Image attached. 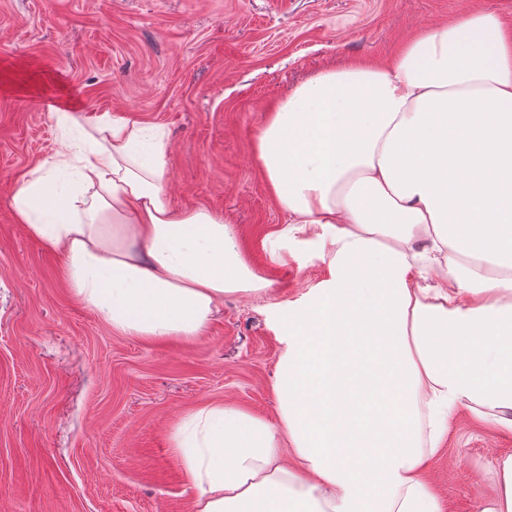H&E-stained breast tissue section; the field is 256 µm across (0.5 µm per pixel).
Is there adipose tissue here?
<instances>
[{
  "label": "adipose tissue",
  "mask_w": 512,
  "mask_h": 512,
  "mask_svg": "<svg viewBox=\"0 0 512 512\" xmlns=\"http://www.w3.org/2000/svg\"><path fill=\"white\" fill-rule=\"evenodd\" d=\"M59 123L14 212L113 330L190 339L225 296L268 289L222 216L171 206L156 129ZM256 155L288 215L278 259L316 238L329 272L275 317L280 426L213 405L173 432L194 512H446L433 463L457 413L512 434V25L478 5L319 72ZM493 473L475 512H512V453Z\"/></svg>",
  "instance_id": "ef3b65f1"
}]
</instances>
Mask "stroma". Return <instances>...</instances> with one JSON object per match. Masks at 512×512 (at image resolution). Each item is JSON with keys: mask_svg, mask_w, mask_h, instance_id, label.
<instances>
[{"mask_svg": "<svg viewBox=\"0 0 512 512\" xmlns=\"http://www.w3.org/2000/svg\"><path fill=\"white\" fill-rule=\"evenodd\" d=\"M473 0H0V512H193L172 431L230 404L278 424L273 317L329 254L269 235L287 215L255 154L271 105L353 57L385 59ZM164 131L165 191L223 217L269 292L228 295L196 338L112 331L70 292L61 252L15 216L20 176L61 149L59 112ZM512 435L459 413L434 469L448 512L490 494Z\"/></svg>", "mask_w": 512, "mask_h": 512, "instance_id": "1", "label": "stroma"}]
</instances>
